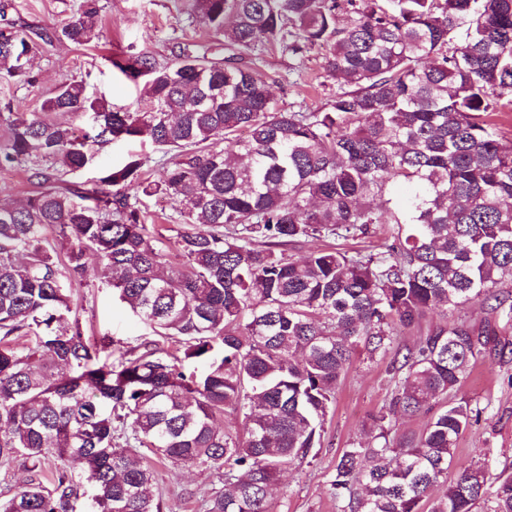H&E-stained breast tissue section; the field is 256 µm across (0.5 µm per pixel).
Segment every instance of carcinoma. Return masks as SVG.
I'll return each instance as SVG.
<instances>
[{"label": "carcinoma", "instance_id": "obj_1", "mask_svg": "<svg viewBox=\"0 0 512 512\" xmlns=\"http://www.w3.org/2000/svg\"><path fill=\"white\" fill-rule=\"evenodd\" d=\"M226 56L179 49L112 67L142 83L145 107L112 110L86 82L57 87L41 114L9 113L0 166L30 163L40 190L0 200V466L32 475L0 512H76L84 477L99 512H162L151 461L224 479L205 512H269L284 469L321 447L336 389L359 350L392 344L395 327L475 296L512 318V145L489 116L512 105V0H193ZM96 0H82L60 36L99 38ZM462 44L448 51L457 36ZM310 51L336 81L318 112H284L246 57ZM36 44L0 32V81L29 75ZM94 115L93 132L45 113ZM142 139L172 153L161 181L130 157L84 189L64 176L92 160L90 144ZM403 185L401 204L377 202ZM178 205L164 270L162 235L139 195ZM390 234L368 252L332 246L296 260L311 240ZM54 229L64 251L44 236ZM154 335L99 358L72 316L87 255ZM176 343L171 353L158 339ZM29 345L19 349L16 341ZM484 353L512 349L467 322L432 327L395 353L399 377L370 440L336 463L341 512H512V474L475 463L448 481L478 411L465 400L399 444L391 422L429 411ZM242 418L243 432L224 426ZM123 443H118V440ZM50 457L59 464L44 472Z\"/></svg>", "mask_w": 512, "mask_h": 512}]
</instances>
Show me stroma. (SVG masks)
<instances>
[{
	"instance_id": "1",
	"label": "stroma",
	"mask_w": 512,
	"mask_h": 512,
	"mask_svg": "<svg viewBox=\"0 0 512 512\" xmlns=\"http://www.w3.org/2000/svg\"><path fill=\"white\" fill-rule=\"evenodd\" d=\"M81 0H0V31L19 32L37 41L29 76L0 83V107L12 111H39L44 99L63 82L85 81L91 94L105 97L113 106L136 108L138 90L113 69L111 58L127 52H146L158 62L173 58L178 44L191 43L209 48L214 57L224 55L217 42L191 8V0H98L100 40L75 45L55 37L64 20ZM259 71L269 82L275 107L282 111L324 109L336 91L326 77L318 53L302 62L265 49L258 50ZM93 161L72 174L75 182L93 180L98 171L120 164L128 154L145 157V169L152 180L163 174L165 157L151 143L112 142L92 145ZM149 223L157 225L166 246L167 267L179 269L183 260L173 248L180 224L171 204L155 195L144 200ZM72 307L86 336H104L115 348L139 344L149 331L115 297L102 264L88 258L84 272L71 284ZM463 320L476 330L491 329L500 342L512 348V320L491 314L484 299L476 298L448 315L427 314L421 327L397 332L395 346L414 345L424 329ZM389 355L373 358L355 356L336 390V403L324 425L321 448L310 461L288 469L274 486V512H339L331 492L336 462L343 450L365 441L370 418L386 405L397 380L388 371ZM464 399L479 409L477 420L461 435L449 478L471 463L488 461L492 473L512 472V360L492 356L472 360L462 385L433 401L440 410L445 404ZM155 492L161 495L164 512H201L200 497L222 487L216 475L196 467L156 466Z\"/></svg>"
}]
</instances>
